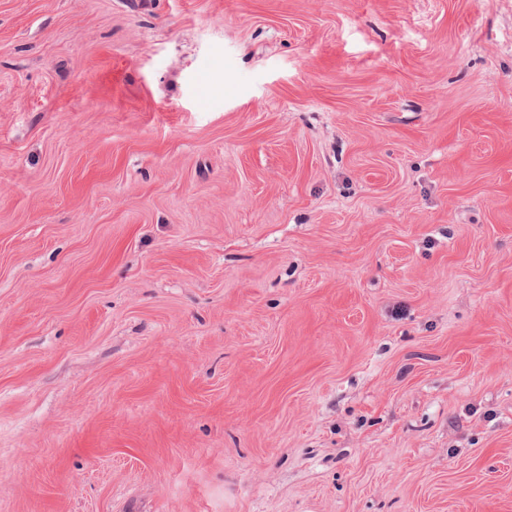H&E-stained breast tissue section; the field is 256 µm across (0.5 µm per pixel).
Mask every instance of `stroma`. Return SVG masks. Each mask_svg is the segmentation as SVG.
I'll use <instances>...</instances> for the list:
<instances>
[{
    "mask_svg": "<svg viewBox=\"0 0 512 512\" xmlns=\"http://www.w3.org/2000/svg\"><path fill=\"white\" fill-rule=\"evenodd\" d=\"M0 512H512V0H0Z\"/></svg>",
    "mask_w": 512,
    "mask_h": 512,
    "instance_id": "1",
    "label": "stroma"
}]
</instances>
